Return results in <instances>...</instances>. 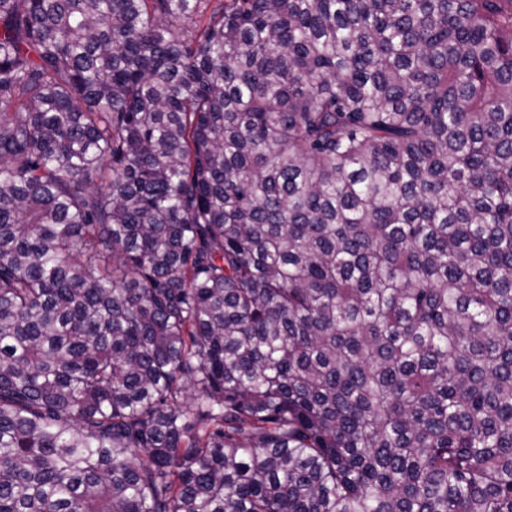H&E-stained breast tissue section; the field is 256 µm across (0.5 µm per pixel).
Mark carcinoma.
<instances>
[{
    "mask_svg": "<svg viewBox=\"0 0 512 512\" xmlns=\"http://www.w3.org/2000/svg\"><path fill=\"white\" fill-rule=\"evenodd\" d=\"M0 512H512V0H0Z\"/></svg>",
    "mask_w": 512,
    "mask_h": 512,
    "instance_id": "obj_1",
    "label": "carcinoma"
}]
</instances>
